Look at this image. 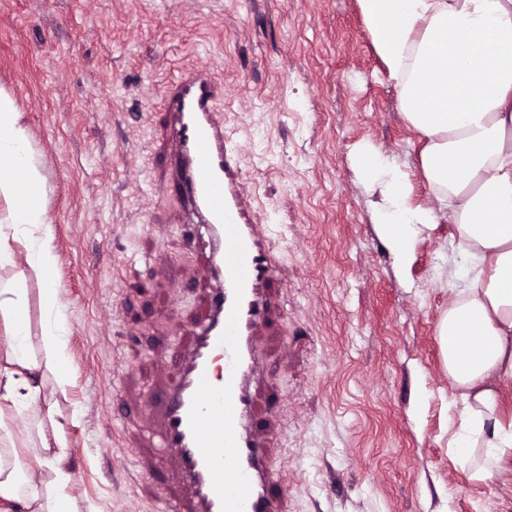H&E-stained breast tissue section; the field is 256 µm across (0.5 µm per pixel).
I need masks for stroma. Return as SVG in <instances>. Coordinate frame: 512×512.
Masks as SVG:
<instances>
[{
    "mask_svg": "<svg viewBox=\"0 0 512 512\" xmlns=\"http://www.w3.org/2000/svg\"><path fill=\"white\" fill-rule=\"evenodd\" d=\"M207 60L280 258L252 386L286 512H512V472L478 483L449 458L436 327L454 281L451 224L408 276L370 223L352 165L374 144L428 188L357 0H0V87L24 112L71 311L73 493L96 512H163L149 416L207 316L208 233L173 188L160 107L173 64ZM427 391L417 409L418 391Z\"/></svg>",
    "mask_w": 512,
    "mask_h": 512,
    "instance_id": "stroma-1",
    "label": "stroma"
}]
</instances>
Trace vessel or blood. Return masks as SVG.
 Masks as SVG:
<instances>
[{"label": "vessel or blood", "instance_id": "vessel-or-blood-1", "mask_svg": "<svg viewBox=\"0 0 512 512\" xmlns=\"http://www.w3.org/2000/svg\"><path fill=\"white\" fill-rule=\"evenodd\" d=\"M223 99L206 62L177 67L163 98L174 115L170 158L183 205L208 225L216 246L196 277L221 271L207 295L209 316L153 407L160 446L186 489L168 512H285L283 497L269 490L267 449L250 421L256 336L280 260L257 222L242 167L246 146L227 125Z\"/></svg>", "mask_w": 512, "mask_h": 512}]
</instances>
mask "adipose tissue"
I'll list each match as a JSON object with an SVG mask.
<instances>
[{"label": "adipose tissue", "mask_w": 512, "mask_h": 512, "mask_svg": "<svg viewBox=\"0 0 512 512\" xmlns=\"http://www.w3.org/2000/svg\"><path fill=\"white\" fill-rule=\"evenodd\" d=\"M370 44L414 130L432 197L411 200L410 175L368 145L353 156L370 222L398 272L420 236L455 227L461 285L437 325L453 393L448 446L485 482L512 470V0H358ZM52 188L24 114L0 88V422L66 396L71 312L55 278ZM41 283L30 296L26 272ZM38 318H31V309ZM0 431V512H93L73 494L65 423Z\"/></svg>", "instance_id": "adipose-tissue-1"}]
</instances>
